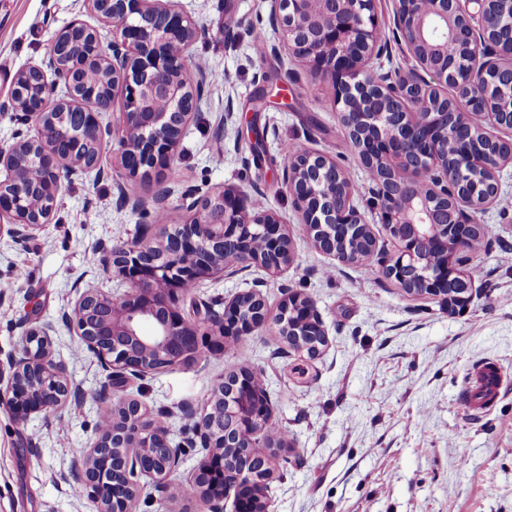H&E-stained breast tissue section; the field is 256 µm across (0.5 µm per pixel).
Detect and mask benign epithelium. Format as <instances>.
<instances>
[{
    "label": "benign epithelium",
    "instance_id": "obj_1",
    "mask_svg": "<svg viewBox=\"0 0 512 512\" xmlns=\"http://www.w3.org/2000/svg\"><path fill=\"white\" fill-rule=\"evenodd\" d=\"M98 19L112 26V40L76 19L56 36L47 62L18 71L1 111L18 113L34 135L0 148V224H10L13 237L48 219L24 204L32 197L57 203L62 179L97 166L104 144L118 146L113 169L119 178H149L170 166L183 133L193 120L208 86L209 74L192 54L197 27L190 15L161 0H87ZM268 22L278 43L303 59L314 79L328 80L347 138L361 165L372 177L368 205L378 214L397 252L383 255L361 211V194L347 188L340 195L330 184L348 182L345 171L328 155L307 150L291 156L283 169L293 206L307 236L320 251L341 265L358 262V251L376 260L385 275L405 291L442 301L459 313L473 302L471 276L463 269L473 230V213L501 199V170L512 162V140L488 131L512 132V0H428L422 12L410 0H393L394 25L414 65L399 76L376 67L386 45L379 36L377 0H264ZM463 46L471 57L463 76L450 72L447 47ZM96 63L112 74V88L124 93L112 112V124L100 114L113 96L85 91L80 72ZM196 72L195 79L187 75ZM37 79L30 102L28 87ZM444 84L465 92L469 111L441 95ZM64 95H58V87ZM79 110L88 123L68 130L77 144L94 150L86 164L60 154L47 120L58 111ZM468 123L480 117L477 133L484 148L475 151L466 136H452L448 115ZM38 153L48 165L43 181L19 178L27 158ZM185 220L170 227L155 223L151 241L99 251L103 269L127 282L118 298L85 290L67 314L75 325L79 347L109 372L112 383L142 378L154 362L181 366L221 337H248L268 321L266 302L249 291L224 302V314L204 331L191 322L184 301L189 287L224 275L225 246L235 247V265L259 266L278 273L292 260L291 239L280 217L256 199L233 189L217 188L202 196H185ZM263 240L257 249L254 238ZM288 346L309 356L325 345L323 322L313 301L288 292L275 317ZM52 326L24 333L18 354L9 359L6 395L18 421L49 412L69 401L71 386L64 369L49 358ZM256 373L239 368L224 375L201 412L186 411L192 445L208 450L193 483L206 502L234 496V512H267L261 488L273 471L271 457L254 448L262 444L281 451L289 444L268 431L275 422L267 391ZM181 463L166 431L143 419L136 400L112 406V422L99 428L74 479L88 489L97 512H136L146 487L171 494V476Z\"/></svg>",
    "mask_w": 512,
    "mask_h": 512
}]
</instances>
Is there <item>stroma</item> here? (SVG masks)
I'll return each instance as SVG.
<instances>
[{"mask_svg":"<svg viewBox=\"0 0 512 512\" xmlns=\"http://www.w3.org/2000/svg\"><path fill=\"white\" fill-rule=\"evenodd\" d=\"M178 4L198 28L194 54L223 79L207 88L172 168L118 187L112 148L104 146L95 169L63 181L50 223L23 241L0 229V360L18 352L26 329L51 324L50 357L81 393L79 402L23 422L0 404V512H95L72 475L98 436L104 403L124 399L139 401L181 447L171 497L145 490L139 512H209L193 484L205 451L189 447L184 413L201 410L225 373L240 366L260 373L289 442L271 460L268 512H512V386L476 415L458 400L479 360L512 376V212L476 213L486 235L467 252L466 270L478 294L460 315L405 293L377 262L337 265L307 237L282 178L285 148L297 143L329 155L368 189L331 82L310 77L289 51L256 55L254 31L275 36L264 0ZM76 18L99 27L86 0H0V99ZM220 187L255 196L280 216L292 260L276 275L253 267L205 279L189 302L220 313L226 300L255 289L273 316L295 290L313 300L325 346L304 358L269 322L253 336L225 339L223 349H203L187 364L113 387L95 358L78 353L65 315L86 289L111 296L127 289L96 252L132 246L153 224L151 211L120 206L119 191L150 203L168 189L175 225L184 194Z\"/></svg>","mask_w":512,"mask_h":512,"instance_id":"stroma-1","label":"stroma"}]
</instances>
